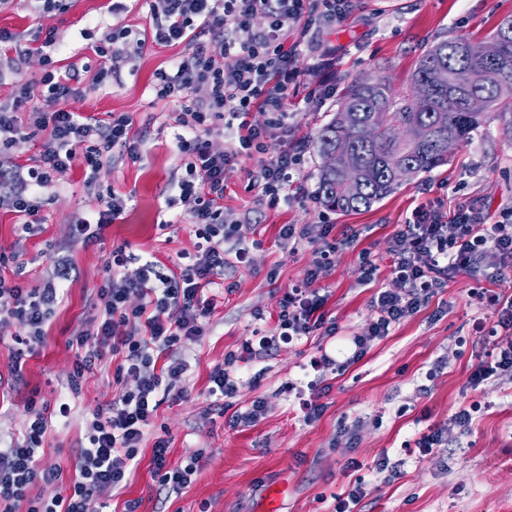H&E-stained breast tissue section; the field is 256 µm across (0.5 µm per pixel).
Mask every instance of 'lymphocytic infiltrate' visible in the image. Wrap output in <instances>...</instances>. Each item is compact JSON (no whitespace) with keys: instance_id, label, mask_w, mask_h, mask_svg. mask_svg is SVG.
Here are the masks:
<instances>
[{"instance_id":"obj_1","label":"lymphocytic infiltrate","mask_w":512,"mask_h":512,"mask_svg":"<svg viewBox=\"0 0 512 512\" xmlns=\"http://www.w3.org/2000/svg\"><path fill=\"white\" fill-rule=\"evenodd\" d=\"M357 7V0H151L150 41L163 48H183L169 67L155 70L151 88L158 99L179 106L175 141L186 171L179 183V200L187 207L189 223L198 228L199 242L189 263L170 274L157 260L145 261L134 274H126L130 255L120 247L112 251L106 261L107 276L97 290L98 344L90 349L85 334L74 337L80 353L68 389L79 394L86 374L109 350L123 353L118 372L134 377L136 388L94 413L69 498L36 502L29 512H92L93 503L105 493L122 489L160 396L170 394L188 369L177 345L203 336L202 321L215 307L203 292L230 265L224 244L237 237L240 227L224 221V171L241 157L268 155L250 185L269 205L278 204L306 150L305 142L288 141L293 118L288 95L300 82L296 65L300 44L318 43L327 26L346 19ZM259 17L264 25L257 29L253 22ZM297 21L303 28L300 41L294 42L290 30ZM214 42L220 43L222 53L211 51ZM55 44L54 34L49 33L39 46H25L17 34L0 29V46L15 52L9 60L12 69L21 70L34 54L48 66L40 86L20 84L12 103L0 105L1 145L27 130L44 137L32 163L0 169V201L18 214L28 231L42 221L37 194L63 181L74 164L94 173L115 154L134 162L143 142L133 132L127 113L113 112L98 121L67 109L70 99L98 90L109 72L98 70L88 82H81L78 72L53 67L50 52ZM200 86L207 90L202 99L192 95ZM38 94L44 106L29 108ZM24 108L29 114L23 120L18 113ZM256 111L268 113L264 125L252 121ZM223 129L228 132L227 142L223 150H213L210 137ZM329 233L325 227L314 237L307 227L294 224L280 229L285 245L295 247L311 238L319 253L306 282L291 288L281 302L278 320L288 338L299 339L319 329L328 336L336 333L322 312L323 296L311 289L328 273L337 249ZM489 251L499 258V274L512 271L511 210L487 224L470 205L451 214L438 205L416 209L393 238V272L400 286L378 294L376 315L367 330L350 339L351 361L360 360L371 342L415 314L435 289L446 284L449 273L473 271L478 257ZM73 278L74 268L64 260L56 261L53 279L40 288L11 285L0 277V325L16 323L29 330L14 339L15 372H22L26 357L41 340L42 326ZM133 295L139 299L134 307L128 304ZM479 300L495 307L497 322L487 333L484 357L471 376L476 385L512 373V300L485 293ZM131 321L141 325L140 339L119 337V327ZM159 356L164 359L160 365L155 362ZM70 413L65 401L32 410L22 439L0 448V512H14L15 502L24 499L31 486L59 479L60 468L39 467L36 455L49 421H67Z\"/></svg>"}]
</instances>
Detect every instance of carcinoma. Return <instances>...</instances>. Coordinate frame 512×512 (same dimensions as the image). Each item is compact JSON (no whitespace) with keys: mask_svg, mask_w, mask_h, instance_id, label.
Listing matches in <instances>:
<instances>
[{"mask_svg":"<svg viewBox=\"0 0 512 512\" xmlns=\"http://www.w3.org/2000/svg\"><path fill=\"white\" fill-rule=\"evenodd\" d=\"M471 94L481 96L482 111L468 109ZM504 101L512 102V20L482 42L452 37L431 46L407 93L382 77L354 80L314 141L319 199L344 213L370 208L402 184L396 167L415 176L446 164L448 141L460 146L505 116Z\"/></svg>","mask_w":512,"mask_h":512,"instance_id":"1","label":"carcinoma"}]
</instances>
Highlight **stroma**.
Masks as SVG:
<instances>
[{
  "instance_id": "obj_1",
  "label": "stroma",
  "mask_w": 512,
  "mask_h": 512,
  "mask_svg": "<svg viewBox=\"0 0 512 512\" xmlns=\"http://www.w3.org/2000/svg\"><path fill=\"white\" fill-rule=\"evenodd\" d=\"M123 5L116 15L110 0H67L65 11L46 13L36 0H9L0 7V28L28 38L54 32L59 67L93 73L106 64L96 48L112 27L139 35L148 28L146 0H123ZM510 18L512 0H360L359 10L322 36L323 48L335 52L334 78L310 71L309 53L298 57L304 83L288 97L295 114L289 140L313 142L351 81L383 76L395 91L407 92L420 57L432 45L453 36L483 40ZM179 52L176 46L146 45L136 66H123L99 90L67 104L100 120L112 112L129 113L134 131L143 136L139 160L114 158L92 186L82 165H75L62 185L39 195L43 222L29 235L16 215L0 206V253L18 250L26 261L23 276L14 277L7 267L1 276L40 287L51 277L58 252L70 254L76 270L22 378L14 376L12 347L23 329L15 323L0 327V443L23 433L29 399L67 398L72 407L67 423L49 427L38 453L41 467L61 468V477L32 486L15 512L70 494L87 415L136 385L133 377H117L123 360L117 353L106 355L86 376L79 397L67 390L77 356L70 339L96 328V291L112 250L122 247L138 261L155 258L169 266L195 251L196 227L186 223L177 200L185 167L175 146L174 107L156 100L150 88L153 72ZM266 161V155L256 154L224 171V216L242 226L241 240L229 246L245 248V256L212 285L216 306L205 320V336L180 346L190 363L183 396L161 402L127 486L101 497L96 512H124L131 501L138 504L136 512H332L337 496L359 476L369 491L354 512H512V373L477 386L470 380L483 355L482 330L497 320L495 309L478 303L472 289L512 298V278L497 277L493 253L483 256L477 271L449 273L445 287L375 340L358 362L319 376L307 368L321 349L341 347L346 337L363 333L375 315L376 293L398 287L392 237L417 207L437 204L452 212L471 203L491 223L512 207V140L503 134L501 121L480 127L447 165L402 182L366 211L343 213L317 199L320 159L312 149L294 184L276 206H268L248 188ZM111 190L129 197L127 209L96 239L76 241L75 225L96 219L98 194ZM285 224L315 231L329 224L333 236L354 235L337 251L328 276L314 284L327 298L323 311L335 323L336 337L317 331L289 343L279 338L280 301L306 279L317 258L311 244L294 251L281 246ZM364 258L377 268L368 284L361 281ZM258 334L277 342L240 363L238 392L224 412H217L211 372ZM312 380L324 411L307 423L297 393ZM256 398L264 402L263 417L252 426H232L233 416ZM474 404L478 412L469 426L460 427L458 412ZM432 428L443 430L448 445L423 455L406 452V443ZM159 438L169 445L168 468L203 455L191 483L180 491L162 487L153 472L152 448ZM383 458L388 466L380 472L375 465ZM352 459L361 463V471L347 469Z\"/></svg>"
}]
</instances>
